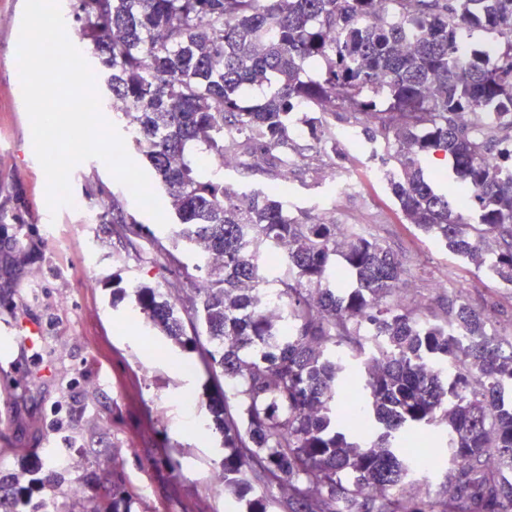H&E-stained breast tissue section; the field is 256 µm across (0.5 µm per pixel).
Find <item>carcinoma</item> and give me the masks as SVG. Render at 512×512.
I'll use <instances>...</instances> for the list:
<instances>
[{
    "instance_id": "carcinoma-1",
    "label": "carcinoma",
    "mask_w": 512,
    "mask_h": 512,
    "mask_svg": "<svg viewBox=\"0 0 512 512\" xmlns=\"http://www.w3.org/2000/svg\"><path fill=\"white\" fill-rule=\"evenodd\" d=\"M78 49L152 168L172 210L166 246L204 248L184 268L203 287L175 301L138 286L145 319L202 353L224 433V490L247 512H512V336L448 298L425 313L396 300L404 261L354 230L284 208L279 187L240 191L205 163L232 153L280 173L292 128L336 142L338 108L368 138L393 139L385 180L407 223L512 287V0H70ZM499 38L494 64L457 56L463 33ZM490 111L491 124L464 119ZM498 158L495 166L485 162ZM132 251L143 226L112 199ZM288 246L265 313L261 263ZM191 327L192 335L186 334ZM443 431L436 496L415 491L412 436ZM88 512H132L109 466ZM3 512H40L0 479Z\"/></svg>"
}]
</instances>
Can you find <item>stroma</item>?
<instances>
[{"mask_svg":"<svg viewBox=\"0 0 512 512\" xmlns=\"http://www.w3.org/2000/svg\"><path fill=\"white\" fill-rule=\"evenodd\" d=\"M22 0H0V324L29 318L40 327L35 348L0 362V477L17 491L52 501L59 512H81L68 488L74 478L96 491L102 465L114 459L122 480L136 487L133 512H246L235 495L206 491L221 470L224 437L213 424L208 376L197 355L150 328L135 305L136 286L167 291L178 269L150 244L137 259L108 217L120 198L159 239L169 228L144 212L108 167L92 158L69 177L82 205L50 212L46 178L34 159L17 67ZM302 157L288 172L291 213H315L326 202L339 224L363 227L408 269L405 302L436 307L439 296L464 292L498 331L512 334V288L493 282L435 239L407 224L382 177L386 148L337 141L321 149L297 137ZM356 180L358 194L328 199L325 171ZM42 359L32 363L30 355ZM74 458L54 456L64 436Z\"/></svg>","mask_w":512,"mask_h":512,"instance_id":"obj_1","label":"stroma"}]
</instances>
